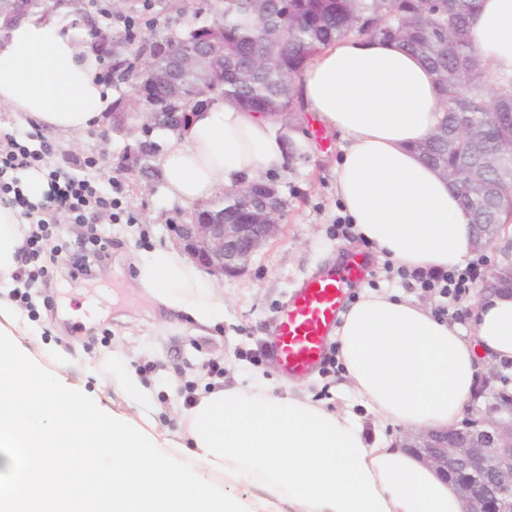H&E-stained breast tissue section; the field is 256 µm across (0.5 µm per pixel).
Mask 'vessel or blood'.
<instances>
[{
    "mask_svg": "<svg viewBox=\"0 0 512 512\" xmlns=\"http://www.w3.org/2000/svg\"><path fill=\"white\" fill-rule=\"evenodd\" d=\"M367 272V258L353 255L340 267L308 279L291 292L264 340L267 355L288 378L309 376L320 366L347 290Z\"/></svg>",
    "mask_w": 512,
    "mask_h": 512,
    "instance_id": "b4317fda",
    "label": "vessel or blood"
}]
</instances>
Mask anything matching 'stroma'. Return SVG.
<instances>
[{"label":"stroma","instance_id":"1","mask_svg":"<svg viewBox=\"0 0 512 512\" xmlns=\"http://www.w3.org/2000/svg\"><path fill=\"white\" fill-rule=\"evenodd\" d=\"M96 28L122 41L127 59L138 61L150 26L182 33L193 20V9L208 8L212 0H71ZM118 111L101 127L77 138L39 129L23 114L0 105V141L13 137L32 150H46V172L90 181L119 202L117 216L98 212L90 217L106 241L103 257H90L95 267L87 276L71 275L67 253L76 251L78 238L66 216H59L48 241L58 252L48 275L25 282L26 299L17 306L28 320L31 335L22 343L43 355L67 382L102 401L131 411L150 405L161 426L175 428L172 406L187 391L200 388L246 387L261 380L279 384L282 374L264 354L263 340L278 308L294 288L330 268L336 255H365L370 263L365 280L349 290L382 289L400 292L430 304L458 323H466L476 294L453 300L438 290L421 288L411 276L400 275L391 260L356 237L336 197V162L344 141L339 132L319 122L302 105L283 115L281 122L304 140L283 173L271 182L287 207L279 236L267 243L249 268L218 282L224 299V319L211 333H197L188 318L167 315L143 297L132 281L130 260L160 247H175L172 227L188 219L190 207L168 198L156 156L161 149L157 127L144 116L149 106L138 100L131 84L111 78ZM93 167H85L86 158ZM94 304L106 311L92 327L81 321L59 322V310L77 311ZM118 351L136 369L140 385L127 392L112 389V371L100 364L103 352ZM82 355L80 365L68 363ZM295 394L331 411L354 409L361 417L366 441L381 432L379 422L347 384L341 368L320 367L296 380Z\"/></svg>","mask_w":512,"mask_h":512}]
</instances>
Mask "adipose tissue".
Listing matches in <instances>:
<instances>
[{"mask_svg":"<svg viewBox=\"0 0 512 512\" xmlns=\"http://www.w3.org/2000/svg\"><path fill=\"white\" fill-rule=\"evenodd\" d=\"M489 77L512 76V0H480L472 22ZM103 47L74 7L29 10L0 30V105L69 137L112 108ZM297 95L342 135L336 196L358 237L411 270L441 273L473 256V230L441 171L415 151L439 124L433 77L396 44L346 37L317 52ZM156 162L168 197L189 206L285 169L288 131L217 100L185 127L161 128ZM31 230L0 198V512H464L453 485L399 439L367 444L354 411L332 412L285 386L214 388L152 412L103 407L17 338L9 296ZM135 280L197 326L224 301L169 248L136 258ZM335 334L343 374L386 426L447 429L474 392L478 357L512 362V295L479 298L469 329L394 291L361 294Z\"/></svg>","mask_w":512,"mask_h":512,"instance_id":"adipose-tissue-1","label":"adipose tissue"}]
</instances>
